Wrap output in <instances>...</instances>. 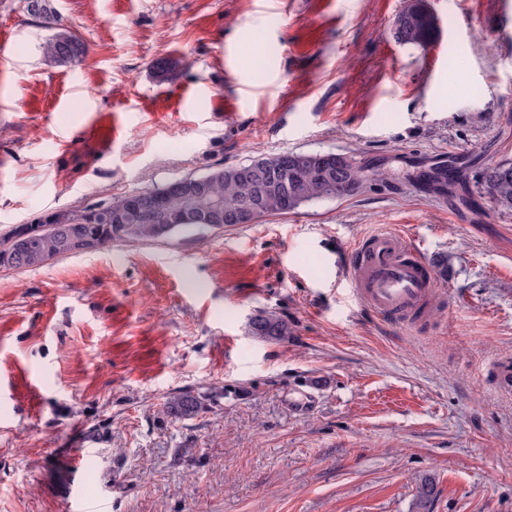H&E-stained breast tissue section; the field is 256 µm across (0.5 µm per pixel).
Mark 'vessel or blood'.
Segmentation results:
<instances>
[{"label": "vessel or blood", "instance_id": "b4317fda", "mask_svg": "<svg viewBox=\"0 0 512 512\" xmlns=\"http://www.w3.org/2000/svg\"><path fill=\"white\" fill-rule=\"evenodd\" d=\"M347 276L360 305L394 323L423 310L436 287L434 270L417 241L389 232L355 246Z\"/></svg>", "mask_w": 512, "mask_h": 512}]
</instances>
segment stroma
Listing matches in <instances>:
<instances>
[{"label":"stroma","mask_w":512,"mask_h":512,"mask_svg":"<svg viewBox=\"0 0 512 512\" xmlns=\"http://www.w3.org/2000/svg\"><path fill=\"white\" fill-rule=\"evenodd\" d=\"M439 35L393 36L407 0H56L88 46L42 62L0 0V234L48 210L278 153L353 151L386 178L255 224L0 269V512H512V214L445 158L512 159L505 0H426ZM119 123L88 139L91 118ZM448 260L427 317L381 321L345 264L368 236ZM259 310L285 343L254 338ZM207 412L162 411L179 389ZM84 452L81 471L72 457ZM258 312V319L248 322L249 332L252 336L277 343L288 342V339L293 336V324L288 317L268 311ZM221 393L210 395L195 392L192 389H181L171 393L164 403V411L168 417L175 420H189L207 412V409L221 398Z\"/></svg>","instance_id":"stroma-1"}]
</instances>
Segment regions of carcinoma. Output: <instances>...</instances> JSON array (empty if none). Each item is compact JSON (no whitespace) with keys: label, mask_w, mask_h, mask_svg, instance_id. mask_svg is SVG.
Wrapping results in <instances>:
<instances>
[{"label":"carcinoma","mask_w":512,"mask_h":512,"mask_svg":"<svg viewBox=\"0 0 512 512\" xmlns=\"http://www.w3.org/2000/svg\"><path fill=\"white\" fill-rule=\"evenodd\" d=\"M42 9L33 14L25 7L19 10L26 20L48 34L38 45L42 60L57 67L79 63L87 54L83 39L57 18L53 0H41ZM437 27L426 0H409L395 21L394 38L404 44L424 45L435 39ZM376 167L363 164L348 152L302 153L286 152L272 157L254 159L248 163L217 166L206 173V192L224 209V223L236 224V216L244 203L258 196L262 201L257 219L293 211L305 203L351 197L358 194L366 181L379 177ZM427 190L451 191L466 179L455 171L452 181L439 186L437 179L421 174ZM478 193L500 212H512V159L494 164V170L483 168L477 181ZM126 196H113L104 201L111 216L105 221L95 204L57 211V216L72 225L66 232L59 224H42L33 219L14 225L0 239V268L33 270L48 261L108 247L130 239L154 240L170 236L183 225L170 222L183 212L184 200L176 195L167 197L163 214L153 213L146 220L131 219L125 209ZM251 335L264 341L284 343L293 336V324L287 317L268 311L259 312L248 322ZM221 393L207 395L192 389L171 393L164 403L166 415L175 420H189L207 412ZM436 486L426 479L417 488L416 505L423 510L435 496Z\"/></svg>","instance_id":"cac0c4a2"}]
</instances>
